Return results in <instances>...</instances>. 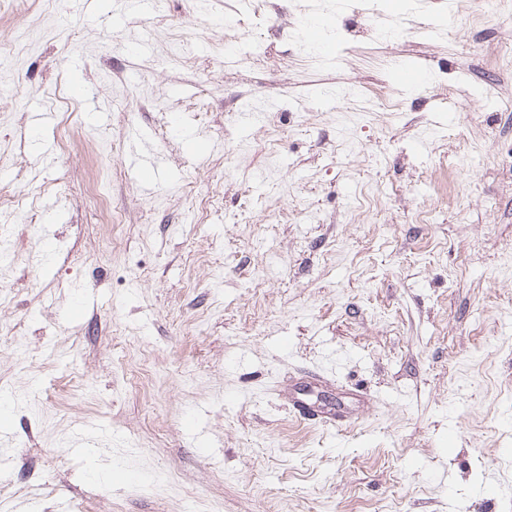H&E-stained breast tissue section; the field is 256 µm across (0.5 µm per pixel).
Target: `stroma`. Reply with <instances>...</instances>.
Wrapping results in <instances>:
<instances>
[{"label":"stroma","instance_id":"stroma-1","mask_svg":"<svg viewBox=\"0 0 512 512\" xmlns=\"http://www.w3.org/2000/svg\"><path fill=\"white\" fill-rule=\"evenodd\" d=\"M466 5L0 0V512H512V0ZM320 369L357 426L293 415ZM162 1L160 0H125L120 1V7L115 11L112 22L115 27L125 26L133 18L140 15L144 9L149 8L156 11ZM128 160L138 174L141 188L150 193L158 183L161 164L150 143L143 137L137 139L131 146Z\"/></svg>","mask_w":512,"mask_h":512}]
</instances>
